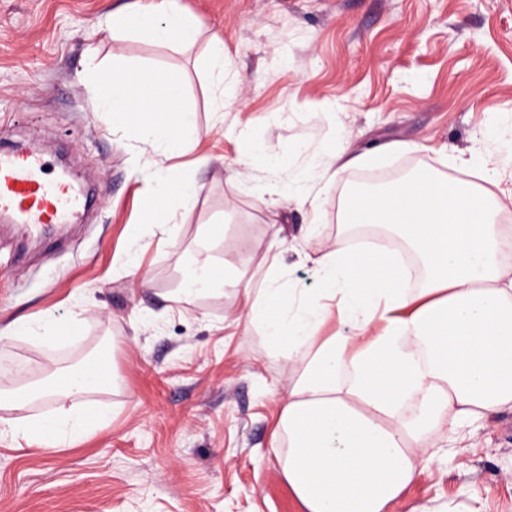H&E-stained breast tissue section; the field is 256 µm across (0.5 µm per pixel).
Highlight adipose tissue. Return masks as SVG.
<instances>
[{"mask_svg": "<svg viewBox=\"0 0 512 512\" xmlns=\"http://www.w3.org/2000/svg\"><path fill=\"white\" fill-rule=\"evenodd\" d=\"M113 38L147 32L174 51L193 47L199 21L178 0L107 15ZM492 191L431 170L383 193L346 195L339 221L374 225L403 240L422 281L394 258L390 242L329 247L312 256L320 286L281 287L269 271L247 295L260 325L290 371L273 447H285L283 474L306 512H386L418 474L429 436L456 442L488 414L512 411V225L498 224ZM225 273L195 257L172 299L192 303L218 293ZM350 333L325 334L330 320ZM110 368H54L33 384L45 397H79L78 411L5 421V430L65 444L107 426L92 395L113 385Z\"/></svg>", "mask_w": 512, "mask_h": 512, "instance_id": "adipose-tissue-1", "label": "adipose tissue"}]
</instances>
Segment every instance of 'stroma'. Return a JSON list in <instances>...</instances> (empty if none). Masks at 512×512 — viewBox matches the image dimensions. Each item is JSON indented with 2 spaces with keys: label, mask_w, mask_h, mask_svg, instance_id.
Here are the masks:
<instances>
[{
  "label": "stroma",
  "mask_w": 512,
  "mask_h": 512,
  "mask_svg": "<svg viewBox=\"0 0 512 512\" xmlns=\"http://www.w3.org/2000/svg\"><path fill=\"white\" fill-rule=\"evenodd\" d=\"M135 0H0V144L37 143L96 205L57 240L0 227V333L79 315L69 343L15 336L0 369L74 365L111 347L117 376L96 398L109 425L52 447L0 433V512H305L271 448L288 397L285 361L246 320L242 288L173 310L168 297L203 248L260 288L319 281L302 253L343 248L338 208L354 178L427 167L481 182L459 153L501 149L512 190V0H179L203 26L175 53L142 36L113 40L103 20ZM224 40L237 97L216 111L203 65ZM121 56L181 75L197 135L160 168L201 186L174 223L134 229L150 188L136 141L94 110L88 56ZM262 161L243 168L242 140ZM381 148L379 162L330 178L335 153ZM277 182L289 197L267 201ZM224 227L211 241L207 228ZM387 512H512V411L470 426L465 442L427 451Z\"/></svg>",
  "instance_id": "stroma-1"
}]
</instances>
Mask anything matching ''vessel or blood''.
I'll list each match as a JSON object with an SVG mask.
<instances>
[{
	"mask_svg": "<svg viewBox=\"0 0 512 512\" xmlns=\"http://www.w3.org/2000/svg\"><path fill=\"white\" fill-rule=\"evenodd\" d=\"M80 206L69 186L49 179L41 157L0 152V210L40 230L64 223Z\"/></svg>",
	"mask_w": 512,
	"mask_h": 512,
	"instance_id": "b4317fda",
	"label": "vessel or blood"
}]
</instances>
